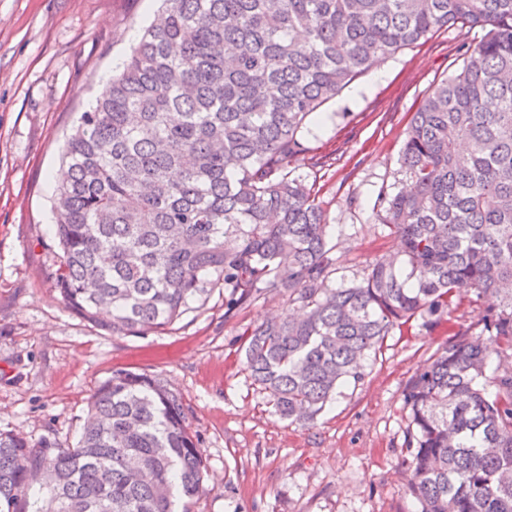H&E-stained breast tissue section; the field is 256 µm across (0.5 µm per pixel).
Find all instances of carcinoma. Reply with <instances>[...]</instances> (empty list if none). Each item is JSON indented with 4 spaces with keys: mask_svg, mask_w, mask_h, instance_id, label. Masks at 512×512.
I'll list each match as a JSON object with an SVG mask.
<instances>
[{
    "mask_svg": "<svg viewBox=\"0 0 512 512\" xmlns=\"http://www.w3.org/2000/svg\"><path fill=\"white\" fill-rule=\"evenodd\" d=\"M66 145L54 290L117 336L163 331L224 285L288 311L244 364L283 419L314 423L393 329L489 300L407 380L400 466L413 512H512V0H165ZM453 25L487 29L413 113L378 191L393 257L335 287L326 216L294 175L308 119L380 59ZM205 462L180 397L115 371L77 445L0 432V512H190ZM486 305V300L478 299L473 291L462 290L455 302L452 323L455 327L473 328V331L479 332L481 325L478 326V323Z\"/></svg>",
    "mask_w": 512,
    "mask_h": 512,
    "instance_id": "cac0c4a2",
    "label": "carcinoma"
}]
</instances>
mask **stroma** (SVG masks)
<instances>
[{
	"mask_svg": "<svg viewBox=\"0 0 512 512\" xmlns=\"http://www.w3.org/2000/svg\"><path fill=\"white\" fill-rule=\"evenodd\" d=\"M161 0H0V431L76 444L87 401L112 372L161 378L184 405L205 458L207 493L193 512H409L398 479L409 377L447 339L477 328L486 305L470 290L451 325L394 330L362 382L344 388L313 425L276 416L243 364V333L287 312L263 292L224 315V291L172 327L115 336L74 315L54 291L61 263L52 173L67 135L118 73ZM481 28L451 26L399 50L323 105L303 132L297 176L315 180L329 224L334 285L360 280L396 241L373 210L377 192L410 185L400 164L424 95L463 65Z\"/></svg>",
	"mask_w": 512,
	"mask_h": 512,
	"instance_id": "1",
	"label": "stroma"
}]
</instances>
